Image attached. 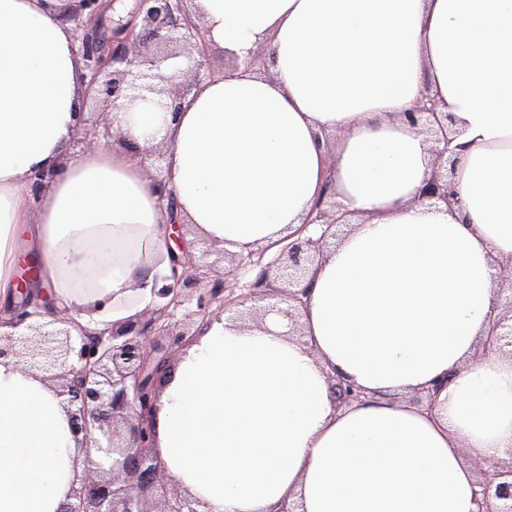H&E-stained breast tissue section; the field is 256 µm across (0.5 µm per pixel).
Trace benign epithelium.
<instances>
[{"mask_svg": "<svg viewBox=\"0 0 512 512\" xmlns=\"http://www.w3.org/2000/svg\"><path fill=\"white\" fill-rule=\"evenodd\" d=\"M186 0H134L128 18L112 22V44L108 45L91 29L90 23L103 15L106 0H81L80 11L65 18L83 31L76 42L83 61V80L93 97L109 101L85 124L78 144L87 150L98 147L107 138L121 139L109 119L112 102L128 91L165 95L172 112L182 110L190 89L169 90L178 68L171 61L181 57L178 51L163 55L146 52V45L190 46V71L194 80L215 76L206 30L185 9ZM418 132L432 143L433 164L422 186L418 201L458 204L448 167L455 166L460 146L448 130V113L440 101L426 93L414 107L403 113ZM161 205L169 211L177 208L173 190L166 176L150 163L145 167ZM55 176L53 170H35L27 174L33 195L37 196ZM326 194L313 208L314 218L300 225L279 246L278 253L264 265L266 288L291 303L289 335L304 337L299 308L302 306L301 283L313 267L329 253V240L337 237L338 204ZM179 254L173 256L172 283L160 288V302L144 324L130 320L99 331H88L68 314L30 324L32 297L20 306L6 310L9 318L0 326L13 328L0 334V359L12 356L42 372V380L65 398L64 409L77 448L85 454L82 473L75 475L58 512H198V501L182 491L167 474L156 455L149 452L151 419L157 386L171 366L179 349L194 342V334L180 328L181 315L220 316L231 308L235 318L259 321L262 313L246 304L261 294L254 288H228L226 277L233 271L262 262L270 247L234 254L208 243V249L196 254L195 245L179 238ZM217 253L231 258L236 266L221 271L204 263V257ZM215 277L211 288L195 291V286ZM497 279L508 283L498 289V303L489 316L481 352L497 350L512 356V259L497 263ZM336 404L346 407L365 398L364 392L338 375L332 376ZM442 384L434 383L417 391L412 403L426 411L434 409L436 394ZM102 454L108 466L90 462L91 454ZM479 472L475 491L477 512H512V459L484 468L474 462Z\"/></svg>", "mask_w": 512, "mask_h": 512, "instance_id": "obj_1", "label": "benign epithelium"}]
</instances>
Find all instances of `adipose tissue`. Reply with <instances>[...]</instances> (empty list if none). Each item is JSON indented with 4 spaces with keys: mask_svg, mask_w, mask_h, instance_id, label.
Here are the masks:
<instances>
[{
    "mask_svg": "<svg viewBox=\"0 0 512 512\" xmlns=\"http://www.w3.org/2000/svg\"><path fill=\"white\" fill-rule=\"evenodd\" d=\"M78 2L0 0V307L24 262L53 302L36 320L126 322L170 273L175 223L267 245L333 173L359 222L304 283L306 343L282 304L253 328L210 320L164 383L154 445L200 512H476L469 458L512 453V358L477 351L491 261L512 257V0H191L211 48L268 47L272 76L225 71L175 114L118 99L124 147L70 155ZM428 90L460 133L452 209L417 200L430 145L402 114ZM160 141L173 213L145 176ZM48 167L33 197L26 175ZM333 369L372 399L337 409ZM437 381L433 411L394 399ZM74 456L62 397L0 359V512H56Z\"/></svg>",
    "mask_w": 512,
    "mask_h": 512,
    "instance_id": "ef3b65f1",
    "label": "adipose tissue"
}]
</instances>
